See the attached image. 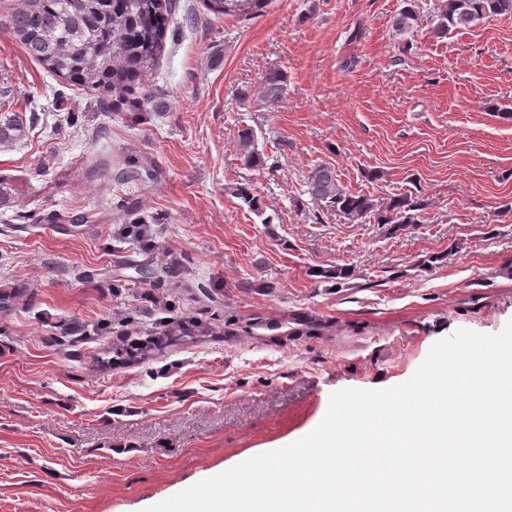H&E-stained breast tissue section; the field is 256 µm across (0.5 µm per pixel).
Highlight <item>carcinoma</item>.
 <instances>
[{
    "mask_svg": "<svg viewBox=\"0 0 512 512\" xmlns=\"http://www.w3.org/2000/svg\"><path fill=\"white\" fill-rule=\"evenodd\" d=\"M266 0H209L216 15L249 16L263 8ZM172 12V0H19L4 17L3 25L24 48L26 54L49 72L74 85L99 94L137 86L144 99L151 98L148 76L165 39ZM512 14V0H441L436 7L433 33L439 37L452 29L469 27L489 15ZM418 22L415 7L401 10L393 19V30L407 33ZM286 90L285 77L278 71L266 75L261 98L273 105ZM29 132L21 112H0V151L24 142ZM236 152L248 168L265 164L252 130L239 131ZM306 193L315 204L322 203L349 222L374 218L394 230L403 224L418 223L422 205L406 196L379 203L344 189L329 166L314 168L306 181ZM167 316L151 326L126 317L117 322L112 340L111 365L148 364L170 347L197 343L213 336L211 324L180 314L176 305L164 307ZM278 329L288 322H264L253 317L224 320V335L258 326Z\"/></svg>",
    "mask_w": 512,
    "mask_h": 512,
    "instance_id": "carcinoma-1",
    "label": "carcinoma"
}]
</instances>
